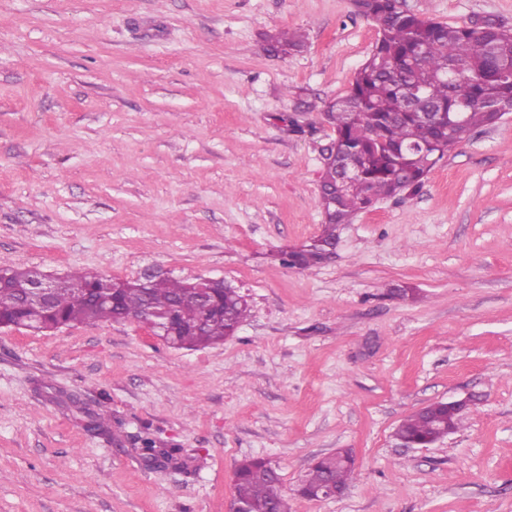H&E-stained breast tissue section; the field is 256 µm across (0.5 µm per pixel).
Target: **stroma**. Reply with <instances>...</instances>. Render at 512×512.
<instances>
[{
  "label": "stroma",
  "instance_id": "obj_1",
  "mask_svg": "<svg viewBox=\"0 0 512 512\" xmlns=\"http://www.w3.org/2000/svg\"><path fill=\"white\" fill-rule=\"evenodd\" d=\"M405 5L512 28V0ZM284 30L304 48L268 52ZM377 37L354 0H0V262L211 278L250 307L192 350L133 321L0 328V512H230L253 457L288 512H512V112L358 213L331 262L278 258L322 230L323 110ZM470 392L462 428L398 446ZM147 433L175 460L145 462ZM341 448L349 489L300 497ZM440 420L429 414L417 411L407 416L395 429L394 434L412 442L423 443L428 446L439 440L442 436Z\"/></svg>",
  "mask_w": 512,
  "mask_h": 512
}]
</instances>
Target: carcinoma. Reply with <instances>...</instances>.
Masks as SVG:
<instances>
[{
	"mask_svg": "<svg viewBox=\"0 0 512 512\" xmlns=\"http://www.w3.org/2000/svg\"><path fill=\"white\" fill-rule=\"evenodd\" d=\"M363 14L378 27L370 56L357 71L349 92L325 110L333 130L335 160L324 161L319 200L325 214L321 233L279 259L301 269L323 263L336 248L337 229L381 199L418 192L431 169L478 127L512 112V28L487 19L485 25L452 27L421 17L403 0H364ZM302 36L269 38L270 50L301 47ZM461 113L453 124L448 114ZM354 173L344 181L343 170ZM35 270L0 263V322L19 323L31 315L20 287ZM67 287L53 297L38 327L121 323L153 312L171 314L154 330L166 345L193 349L222 343L247 317V301L233 288H216L206 303H184L190 283L153 277L117 280L84 271L66 276ZM395 434L426 446L442 436L439 419L417 411ZM267 461L246 460L235 471L234 493L251 512H288L279 479L259 476ZM355 467L345 450L316 461L303 486L318 491L331 484L342 490Z\"/></svg>",
	"mask_w": 512,
	"mask_h": 512,
	"instance_id": "1",
	"label": "carcinoma"
}]
</instances>
